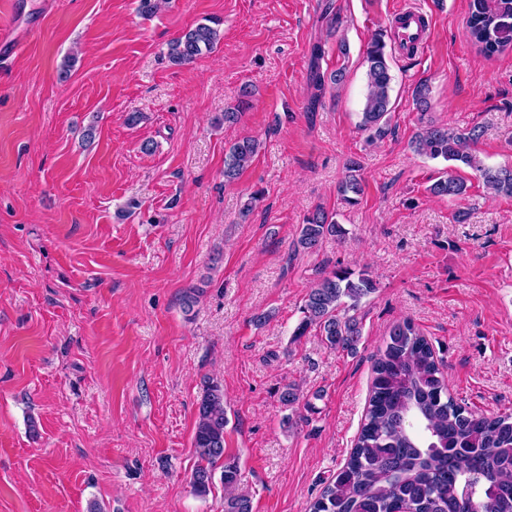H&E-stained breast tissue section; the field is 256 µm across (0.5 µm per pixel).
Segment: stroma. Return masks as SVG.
<instances>
[{"mask_svg":"<svg viewBox=\"0 0 512 512\" xmlns=\"http://www.w3.org/2000/svg\"><path fill=\"white\" fill-rule=\"evenodd\" d=\"M404 4L431 38L393 51L389 133L370 143L363 51ZM138 5H0L23 38L0 55V512H224L221 477L204 497L190 487L208 378L224 387V446L252 512H309L358 436L372 356L405 318L458 402L512 413V198L489 197L468 168L455 171L465 196H434L446 166L410 147L426 121L476 126L484 163L512 166V52L478 53L468 0ZM208 21L217 47L170 61L171 41ZM316 69L344 70L343 84L316 96ZM245 85L249 108L215 125ZM244 138L259 151L225 180V152ZM353 157L363 192L346 206L337 186ZM318 207L344 239L295 251ZM339 266L377 283L353 354L293 335L309 288ZM290 383L291 409L279 400Z\"/></svg>","mask_w":512,"mask_h":512,"instance_id":"1","label":"stroma"}]
</instances>
